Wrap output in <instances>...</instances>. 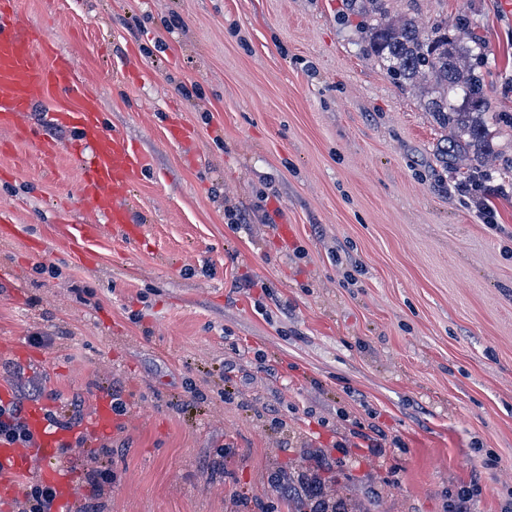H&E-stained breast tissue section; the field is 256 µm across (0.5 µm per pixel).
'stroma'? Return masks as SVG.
Returning <instances> with one entry per match:
<instances>
[{
    "mask_svg": "<svg viewBox=\"0 0 512 512\" xmlns=\"http://www.w3.org/2000/svg\"><path fill=\"white\" fill-rule=\"evenodd\" d=\"M389 7L484 42L488 217L343 0H19L151 159L143 239L83 246L79 164L0 129L20 228L0 236V386L75 426L122 404L62 454L76 498L91 466L115 474L98 512H280L271 478L310 450L373 512H449L473 482L474 512L512 498V0ZM358 427L384 453L336 449Z\"/></svg>",
    "mask_w": 512,
    "mask_h": 512,
    "instance_id": "1",
    "label": "stroma"
}]
</instances>
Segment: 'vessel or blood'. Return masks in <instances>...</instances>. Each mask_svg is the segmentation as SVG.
<instances>
[{"mask_svg":"<svg viewBox=\"0 0 512 512\" xmlns=\"http://www.w3.org/2000/svg\"><path fill=\"white\" fill-rule=\"evenodd\" d=\"M17 3L0 0V128L34 140L43 156H54L64 148L79 163L78 205L90 219L71 225V235L94 242L101 224L107 223L125 240L139 241L144 226L131 217L130 189L148 171L149 156L122 131L106 128L96 97L85 91L70 59L56 53L53 38L44 31L21 22ZM50 100L55 106L47 120L69 129L67 146L33 137L26 123L33 107ZM24 416L32 442H0V500L12 499L18 479L32 475L55 489L58 512H69L74 499L72 474L61 463L60 451L85 436L109 434L116 426L112 405L98 400L84 424L74 428L52 422L50 414L37 406L27 407Z\"/></svg>","mask_w":512,"mask_h":512,"instance_id":"obj_1","label":"vessel or blood"}]
</instances>
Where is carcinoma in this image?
<instances>
[{
	"mask_svg": "<svg viewBox=\"0 0 512 512\" xmlns=\"http://www.w3.org/2000/svg\"><path fill=\"white\" fill-rule=\"evenodd\" d=\"M349 10L361 17V44L366 55L387 63L394 79L417 89L436 124L449 131L448 160L468 165L472 145L488 142L484 84L477 69L483 54L480 39L461 27L463 38L448 37V26L433 23L429 29L404 15L389 16L387 0H347ZM284 512H312L278 484Z\"/></svg>",
	"mask_w": 512,
	"mask_h": 512,
	"instance_id": "1",
	"label": "carcinoma"
}]
</instances>
